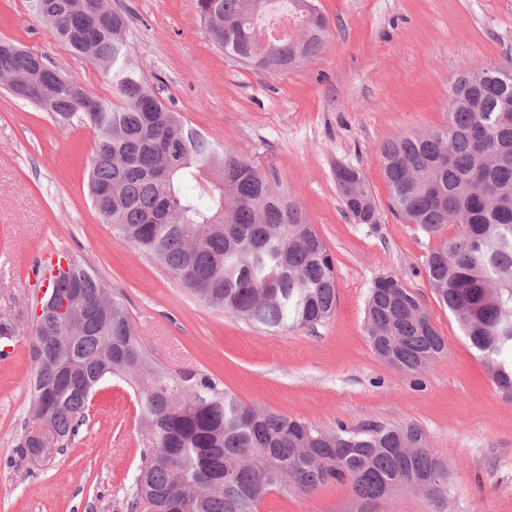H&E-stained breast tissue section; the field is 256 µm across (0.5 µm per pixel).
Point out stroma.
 Returning a JSON list of instances; mask_svg holds the SVG:
<instances>
[{"mask_svg": "<svg viewBox=\"0 0 512 512\" xmlns=\"http://www.w3.org/2000/svg\"><path fill=\"white\" fill-rule=\"evenodd\" d=\"M125 14L133 61L174 112L250 158L306 215L331 254L333 316L312 328L249 324L194 297L165 267L120 243L86 188L94 132L62 124L0 85V312L18 333L0 339V512H129L147 443L133 390L106 381L89 422L49 465L17 453L30 405L34 332L29 280L45 249L69 251L125 304L137 336L174 372L205 374L243 403L315 428L368 421L417 425L447 462L451 512H512V394L424 274L439 244L389 208L380 148L443 128L454 83L512 61V0H314L327 18L318 54L288 71H256L216 48L196 0H112ZM0 38L17 42L103 101L112 84L95 63L68 54L31 0H0ZM358 169L379 204L378 224L357 223L336 170ZM403 273L447 343L416 375L372 350L364 329L375 281ZM348 485L315 495H269L260 512H347Z\"/></svg>", "mask_w": 512, "mask_h": 512, "instance_id": "35a3bbf8", "label": "stroma"}]
</instances>
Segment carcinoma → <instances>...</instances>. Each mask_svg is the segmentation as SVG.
<instances>
[{
    "instance_id": "carcinoma-1",
    "label": "carcinoma",
    "mask_w": 512,
    "mask_h": 512,
    "mask_svg": "<svg viewBox=\"0 0 512 512\" xmlns=\"http://www.w3.org/2000/svg\"><path fill=\"white\" fill-rule=\"evenodd\" d=\"M276 0H197L212 44L258 71L288 70L317 54L328 23L312 0H288L299 26L279 40L264 31ZM53 38L98 63L119 101L91 96L54 70L39 85L33 53L0 40V79L13 97L63 124H88L95 147L87 189L119 242L156 259L205 304L264 328L313 327L337 301L333 259L313 225L248 157L186 124L132 62L125 15L109 0H34ZM381 160L392 203L410 224L453 236L429 256L425 274L440 303L512 393V63L478 68L455 82L448 124L385 142ZM347 212L376 224L379 208L356 168L336 170ZM70 278L82 295L73 319L35 322L30 408L65 448L88 421L99 387L118 377L137 396L148 448L131 509L150 512H259L270 493L310 495L349 484L357 504L398 486L445 512L448 465L414 424L369 422L329 429L242 403L207 375H172L135 334L124 303L82 262ZM369 343L382 360L417 373L440 356L443 336L400 275L379 278L365 310Z\"/></svg>"
}]
</instances>
